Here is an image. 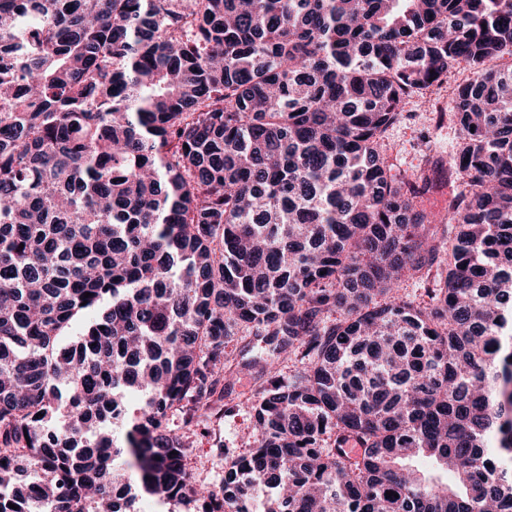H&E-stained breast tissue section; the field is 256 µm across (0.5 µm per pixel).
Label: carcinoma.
Listing matches in <instances>:
<instances>
[{"instance_id": "carcinoma-1", "label": "carcinoma", "mask_w": 512, "mask_h": 512, "mask_svg": "<svg viewBox=\"0 0 512 512\" xmlns=\"http://www.w3.org/2000/svg\"><path fill=\"white\" fill-rule=\"evenodd\" d=\"M506 59L512 0H0V512H512ZM461 70L441 212L383 141ZM232 382V395L224 398V404L234 409L221 420L197 423L194 419L188 423L186 408L181 407L168 414L167 426L182 437L188 467L199 482L219 484L224 477V454H218L212 446L214 436L220 437L224 448L235 454L253 443V417L248 399L254 394L257 384L248 375L231 379Z\"/></svg>"}]
</instances>
